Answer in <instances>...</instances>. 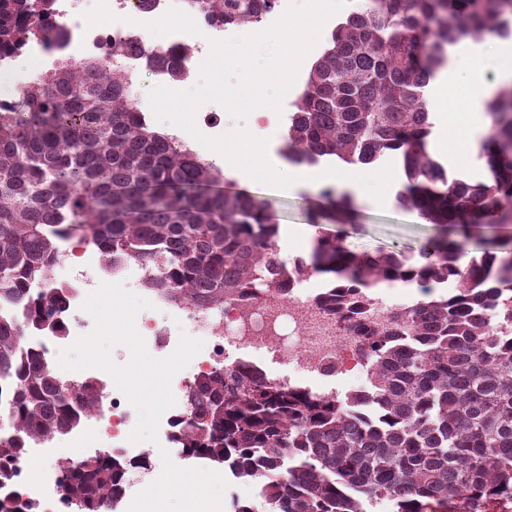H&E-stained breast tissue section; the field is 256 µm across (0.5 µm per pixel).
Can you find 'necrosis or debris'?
<instances>
[{
    "label": "necrosis or debris",
    "mask_w": 512,
    "mask_h": 512,
    "mask_svg": "<svg viewBox=\"0 0 512 512\" xmlns=\"http://www.w3.org/2000/svg\"><path fill=\"white\" fill-rule=\"evenodd\" d=\"M190 0H96L101 13L111 20L104 27L86 16L84 0H50L46 23L54 33L40 38L26 37L14 48L0 51V79L12 89L25 85L38 69L59 62L72 65L95 58L112 63L119 87L136 89L144 76L154 84L173 87L175 80L159 52L175 53L184 78H191L208 52L209 39L237 35L233 25L218 21L205 7H190ZM181 16L183 25L169 26L172 16ZM59 266L68 288L57 318L64 336L89 334L94 321L83 308L87 295L100 283L124 284L149 297L159 315L143 317L139 332L157 354L166 356L176 348L179 335L187 331L205 336L206 345L196 355L194 372L176 374L171 383L175 405L160 422L158 438L163 448H178L183 442L181 419L186 416L188 393L198 378L224 370L231 371L242 359L235 351L249 346L259 358L291 365L296 379L291 388H300L301 378L311 376L325 382L339 376L364 378L365 363L359 338L336 313L322 302L323 288L309 278L293 283L285 295L210 308L192 301L174 302L161 290L150 287L152 266L145 262L108 264L103 255L86 243L69 244ZM105 387L99 403L88 413L84 424L73 431L64 453H57L55 440H29L12 463V480L0 490V504L8 512H76L64 486L75 477L84 451L96 448L102 458L120 457L134 463L141 484L155 479L152 452L140 450L129 440L138 419L136 409L117 389L111 376L100 369L67 371L71 391H78L87 379ZM56 454L48 470L39 463Z\"/></svg>",
    "instance_id": "4bbe7bcc"
}]
</instances>
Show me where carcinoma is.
<instances>
[{
	"label": "carcinoma",
	"instance_id": "carcinoma-1",
	"mask_svg": "<svg viewBox=\"0 0 512 512\" xmlns=\"http://www.w3.org/2000/svg\"><path fill=\"white\" fill-rule=\"evenodd\" d=\"M243 25L275 0H201ZM48 0H0V46L43 36ZM512 0H361L332 30L294 102L291 158L372 165L399 156L403 208L429 224H512V86L487 101L490 133L480 157L490 177L450 179L428 150L424 92L446 48L508 25ZM91 59L60 63L0 112V299L27 300L23 318L0 315V408L14 435L6 462L31 436L78 428L103 385L67 397L51 360L22 345L56 337L63 285H51L60 242L81 230L112 263L146 260L169 297L219 306L280 290L310 268L329 281L325 302L356 316L366 384L344 399L268 382L245 366L200 378L184 419L186 453L264 480L265 512H465L469 502L512 501V243L473 254L458 239L418 252L369 254L335 238L315 240L311 265L278 259V225L254 196L224 192V173L137 112L134 96ZM331 216L351 198L320 191ZM448 280L456 288L445 292ZM411 283L413 301L376 323L366 306L377 285ZM41 287L28 300L27 289ZM130 464L95 455L67 484L82 512L120 491Z\"/></svg>",
	"mask_w": 512,
	"mask_h": 512
}]
</instances>
